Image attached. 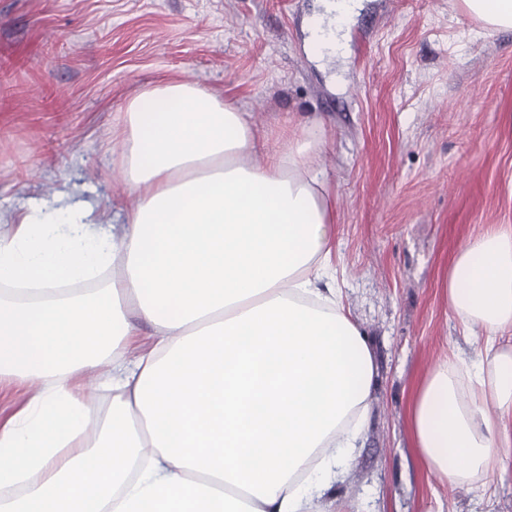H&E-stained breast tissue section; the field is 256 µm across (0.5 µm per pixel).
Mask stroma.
Masks as SVG:
<instances>
[{
	"label": "stroma",
	"mask_w": 512,
	"mask_h": 512,
	"mask_svg": "<svg viewBox=\"0 0 512 512\" xmlns=\"http://www.w3.org/2000/svg\"><path fill=\"white\" fill-rule=\"evenodd\" d=\"M315 0H0V209L67 188L126 198L112 127L141 87L183 78L224 94L265 141L322 146L334 198L333 264L376 372L347 479L322 512H512V451L481 487L420 460L416 385L477 352L448 306V266L512 226V30L459 0H359L341 44L317 51Z\"/></svg>",
	"instance_id": "35a3bbf8"
}]
</instances>
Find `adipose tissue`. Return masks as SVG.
<instances>
[{
    "instance_id": "adipose-tissue-1",
    "label": "adipose tissue",
    "mask_w": 512,
    "mask_h": 512,
    "mask_svg": "<svg viewBox=\"0 0 512 512\" xmlns=\"http://www.w3.org/2000/svg\"><path fill=\"white\" fill-rule=\"evenodd\" d=\"M112 138L132 204L62 190L0 212V377L33 389L0 426V512H314L375 377L331 265L320 140L253 164L249 113L188 80L141 88ZM448 305L484 345L426 376L410 424L425 466L462 484L512 447L511 227L460 251ZM139 324L156 341L134 355Z\"/></svg>"
}]
</instances>
